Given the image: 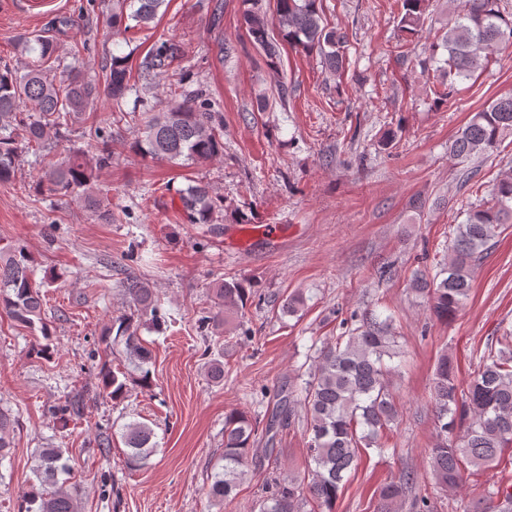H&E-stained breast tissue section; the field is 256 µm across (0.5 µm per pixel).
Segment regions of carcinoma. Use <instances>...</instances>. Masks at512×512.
<instances>
[{
	"mask_svg": "<svg viewBox=\"0 0 512 512\" xmlns=\"http://www.w3.org/2000/svg\"><path fill=\"white\" fill-rule=\"evenodd\" d=\"M137 7L127 11V0L112 3V29L125 32L152 22L165 0H132ZM259 0H244L243 22L253 43L272 68L280 62V43L305 53H319L325 69L342 73L345 64V35L324 25L321 0H276L270 19L258 7ZM426 0H401L402 31L414 33L423 24ZM456 4L451 25L433 51L447 53L448 85L435 92L436 100L449 98L458 81L471 79L482 66V53L501 43L512 42V20L504 15L500 0H451ZM135 25L128 24V21ZM29 58L22 73L0 67V183L15 177L18 151L46 147L72 124L86 120L94 101L102 94L119 105L131 91L127 57L112 56L94 75L72 70L57 78L60 66L57 48L41 37L19 43ZM182 58L181 45L165 41L142 62V79L153 85L176 75ZM512 131V96H503L460 128L448 144V154L460 163L498 150L504 133ZM134 146L144 155L170 162L211 161L223 155L224 124L213 112H202L184 99L166 112L145 116L143 135ZM112 164L105 149L95 156L73 149L49 166L34 183L37 195L48 193L78 200L100 224L112 223V207L96 187L98 172ZM184 212L193 224L222 225L224 200L209 186L190 184L179 191ZM505 224H512V171L503 172L493 185L491 198L468 210L465 223L456 227L448 251V263L432 278L421 273L413 281L414 291L425 297L430 313L441 321L452 320L470 293L471 267L480 260L488 243ZM47 281L33 279V258L23 247L0 250V312L18 325L43 337L50 336L44 316L41 288ZM125 292L137 306V317L158 321L157 299L143 281L129 277ZM251 292L236 278L217 283L214 312L203 318L215 336L232 315L246 307ZM134 316H120L107 327L112 345L122 348L126 358L147 365L151 351L143 344ZM401 356L392 320L365 314L358 326L345 328L340 336L315 350L313 364L304 382V411L308 434L307 476L280 479L269 477L259 512H303L305 503L316 504L318 512H334L344 480L356 470L362 454L373 449L382 456L389 449L388 432L398 419L395 397L388 376L395 367L385 359ZM101 391L119 401L125 397L127 376L104 365L100 369ZM438 439L431 449L430 469L435 484L454 490L465 482L466 467H489L512 451V332L506 331L487 345L479 357L477 372L459 388L458 365L442 354L436 363L433 386ZM84 396L73 393L54 409L59 428L65 429L84 409ZM290 397L280 398L278 411L265 426L270 431L278 422L292 420ZM17 419L0 410V457L12 447L11 434ZM260 422L243 413L224 417V464L210 473L209 495L230 502L233 492L248 473L250 454L258 440ZM154 430L135 421L123 426L121 438L129 462H146L158 448ZM64 448H43L33 469L35 480L24 497L20 512H77L76 499L68 488L71 468ZM417 474L405 471L398 480L378 490L380 512H396L398 503L412 497L415 512H430L425 497H413ZM484 512H512V487L499 486L485 494Z\"/></svg>",
	"mask_w": 512,
	"mask_h": 512,
	"instance_id": "obj_1",
	"label": "carcinoma"
}]
</instances>
